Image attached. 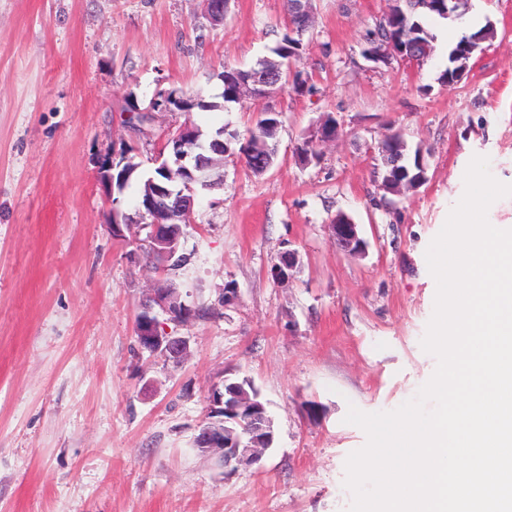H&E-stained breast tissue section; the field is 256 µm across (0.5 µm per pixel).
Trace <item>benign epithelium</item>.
Masks as SVG:
<instances>
[{"label": "benign epithelium", "instance_id": "obj_1", "mask_svg": "<svg viewBox=\"0 0 512 512\" xmlns=\"http://www.w3.org/2000/svg\"><path fill=\"white\" fill-rule=\"evenodd\" d=\"M377 61L388 62L392 59L409 60L406 47L389 42L374 52ZM277 72L259 65L251 69L247 76L240 79V96L253 98L264 96L269 89L277 87ZM195 137L191 124L182 125L177 135L167 139L165 146L171 148L172 160L159 153L156 162L159 170L168 174L171 166L180 167V172L188 175L185 188L177 191L174 187L161 180L150 178L146 192L142 196L139 216L145 217L156 210L162 200L172 201V210L181 215L184 223L193 222L194 186H209L213 163L205 161L204 155L191 150V140ZM116 167L114 157L102 159L99 166L100 180L108 188L115 187L112 170ZM333 238L344 251L352 256L364 250V242L359 237L358 225L351 218L338 215L330 224ZM149 254L169 260L178 248V240L166 224L157 221L150 227ZM299 264L298 254L288 250L280 253L271 266V275L277 279L289 277L290 271ZM194 314V310L184 302L173 297L170 290L159 288L154 297L144 303L138 313L137 340L141 348L153 352L164 353L174 359L183 355L186 342L175 336L163 335L159 332V316L165 315L172 320H182ZM209 414L221 417L222 427L205 426L199 429L195 438V446L205 454L218 456L224 466L234 469L249 467L260 460L259 450L267 449L273 442V422L267 414L265 406L251 398L244 386L238 382L224 385V392L215 391L210 396Z\"/></svg>", "mask_w": 512, "mask_h": 512}]
</instances>
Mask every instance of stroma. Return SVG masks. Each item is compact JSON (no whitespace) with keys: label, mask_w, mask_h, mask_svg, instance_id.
<instances>
[{"label":"stroma","mask_w":512,"mask_h":512,"mask_svg":"<svg viewBox=\"0 0 512 512\" xmlns=\"http://www.w3.org/2000/svg\"><path fill=\"white\" fill-rule=\"evenodd\" d=\"M392 0H311L303 56L315 86L223 104L225 68L249 69L284 31L287 0H231L212 24L206 0H0V512H348L347 456L366 443L349 406L391 411L432 376L420 341L436 282L425 252L464 192L473 156L512 184V0H471L475 25L425 20L423 64L374 63L365 35ZM493 23L467 79L448 84L446 34ZM180 91L207 102L131 109ZM281 112L273 165L260 176L226 157L222 185L196 189L181 266L157 269L147 232L115 237L135 215L169 133L193 121L247 135ZM336 141L297 152L326 117ZM422 148L426 180L381 195L389 129ZM131 149L123 192L101 159ZM348 215L366 243L352 256L330 224ZM299 255L285 280L272 263ZM168 284L196 309L160 329L185 338L179 360L142 349L141 304ZM234 289L225 300V289ZM250 380L273 421L258 464L231 470L195 437L213 390ZM130 153H131L130 151L125 150V153L123 155V160L119 164V167H121V166L123 167L124 163H127V162L129 163V167L127 168V171H126L127 175L133 174L140 167V164L134 165L135 157L130 158ZM114 158H115L114 155H113V157L106 156L105 158L102 159L101 164L99 166V175H100L101 182L104 183L112 191H113V188L116 187L115 186V178L112 174V170L116 167L115 175H116V181H118V178L121 175L119 173V170L122 168V167L120 169L118 168V164L116 165L117 162L114 161ZM133 175L127 182L126 186L130 183Z\"/></svg>","instance_id":"obj_1"}]
</instances>
